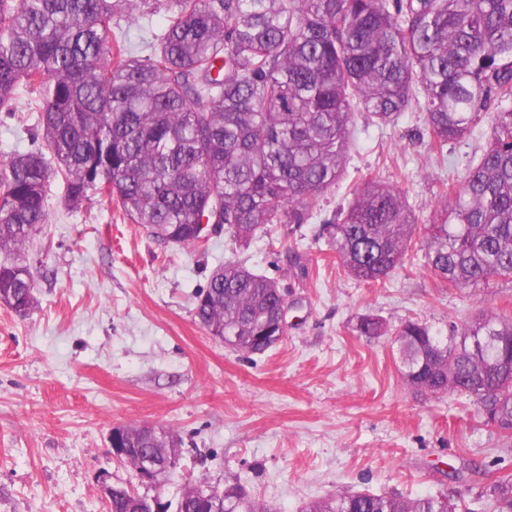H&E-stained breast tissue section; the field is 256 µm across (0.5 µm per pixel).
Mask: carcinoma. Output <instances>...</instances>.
<instances>
[{
    "mask_svg": "<svg viewBox=\"0 0 512 512\" xmlns=\"http://www.w3.org/2000/svg\"><path fill=\"white\" fill-rule=\"evenodd\" d=\"M165 23L149 52L133 51L130 26L152 21L150 0H0V109L19 90L47 151L0 160V248H21L48 223L47 190L64 181L68 202H115L156 240L184 247L216 217L248 241L267 224H305L342 177L355 116L394 125L425 114L430 149L448 155L490 119L486 150L459 182L439 190L423 225L425 263L443 282L478 289L512 277V0H164ZM419 224L404 192L361 174L334 222L336 256L354 279L378 285L404 267ZM35 280L0 265V303L26 313ZM196 317L211 335L262 354L282 336L276 285L228 261L211 275ZM383 336L373 316L358 325ZM474 336H490L475 358ZM403 379L417 392L457 393L498 417L512 437V318L448 322V333L407 321L396 332ZM126 427L137 452L164 457L161 432ZM224 512H268L238 482ZM512 512V478L487 494ZM123 487L107 512H131ZM445 495L343 494L312 512H457Z\"/></svg>",
    "mask_w": 512,
    "mask_h": 512,
    "instance_id": "cac0c4a2",
    "label": "carcinoma"
}]
</instances>
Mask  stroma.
I'll list each match as a JSON object with an SVG mask.
<instances>
[{"mask_svg": "<svg viewBox=\"0 0 512 512\" xmlns=\"http://www.w3.org/2000/svg\"><path fill=\"white\" fill-rule=\"evenodd\" d=\"M35 98L24 91L0 109V157L42 147L25 120ZM356 130L344 176L311 220L267 225L243 245L223 230L191 247L163 244L107 200L71 207L52 181L47 224L24 248L0 249V264L29 266L36 284L29 314L0 304V512H106L100 475L135 481L109 443L128 425L180 439L161 489L169 500L204 478L241 483L272 512L357 492L443 494L483 512L481 492L512 477V442L471 399L412 392L392 333L408 320L443 333L452 320L510 318L512 278L448 287L425 265L418 234L404 268L367 286L343 270L328 222L367 171L432 219L442 181L463 178L489 130L449 144L444 164L422 113L383 127L360 115ZM230 260L288 301L286 333L265 353L225 346L195 316V293ZM366 315L388 335H361Z\"/></svg>", "mask_w": 512, "mask_h": 512, "instance_id": "1", "label": "stroma"}]
</instances>
